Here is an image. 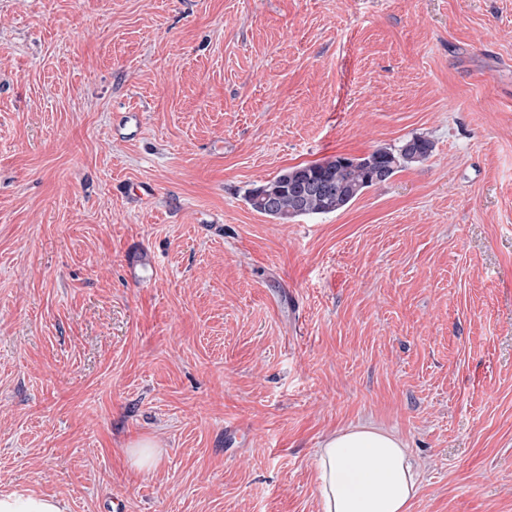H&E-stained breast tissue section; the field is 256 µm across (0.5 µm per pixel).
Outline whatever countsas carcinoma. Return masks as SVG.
<instances>
[{
  "label": "carcinoma",
  "mask_w": 512,
  "mask_h": 512,
  "mask_svg": "<svg viewBox=\"0 0 512 512\" xmlns=\"http://www.w3.org/2000/svg\"><path fill=\"white\" fill-rule=\"evenodd\" d=\"M431 152L430 141L413 137L364 157L337 156L289 167L252 189L247 202L254 211L281 221L337 212L399 170L425 161Z\"/></svg>",
  "instance_id": "obj_1"
}]
</instances>
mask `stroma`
I'll return each mask as SVG.
<instances>
[{"label":"stroma","instance_id":"obj_1","mask_svg":"<svg viewBox=\"0 0 512 512\" xmlns=\"http://www.w3.org/2000/svg\"><path fill=\"white\" fill-rule=\"evenodd\" d=\"M415 136L340 211L246 201ZM364 424L409 512H512V0H0V491L317 512ZM130 462L138 468H150L158 460L159 451L156 443L150 439H142L128 448Z\"/></svg>","mask_w":512,"mask_h":512}]
</instances>
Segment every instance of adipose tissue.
I'll list each match as a JSON object with an SVG mask.
<instances>
[{"instance_id":"1","label":"adipose tissue","mask_w":512,"mask_h":512,"mask_svg":"<svg viewBox=\"0 0 512 512\" xmlns=\"http://www.w3.org/2000/svg\"><path fill=\"white\" fill-rule=\"evenodd\" d=\"M318 512H408L420 490L409 448L394 434L360 425L315 451ZM0 512H68L62 499L25 488L0 491Z\"/></svg>"}]
</instances>
